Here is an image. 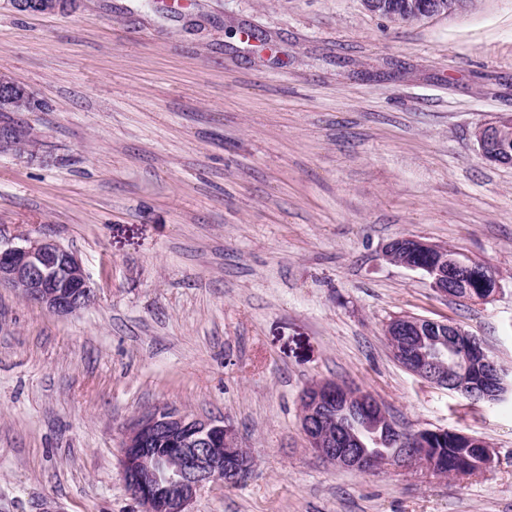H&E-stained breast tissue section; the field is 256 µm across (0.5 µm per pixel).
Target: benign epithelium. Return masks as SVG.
Masks as SVG:
<instances>
[{
    "label": "benign epithelium",
    "instance_id": "obj_1",
    "mask_svg": "<svg viewBox=\"0 0 512 512\" xmlns=\"http://www.w3.org/2000/svg\"><path fill=\"white\" fill-rule=\"evenodd\" d=\"M75 0H18L30 12L65 11ZM372 12L403 15L413 22L436 14L453 12L466 0H364ZM27 95L18 84L0 78V102H12ZM512 113L501 114L474 132L478 153L488 163L512 165ZM420 246L439 255L438 263L428 270L430 286L448 296V257L444 249L427 242ZM6 285L22 298L55 316L75 314L90 306L96 297L95 287L77 256L56 241L23 235L20 242H0V286ZM408 361L428 366L432 384L448 385L445 373L453 368L461 376L467 369L482 366L486 387L477 396L497 399L506 391L502 370L479 343L470 340L459 350L444 343L400 354ZM344 400L356 402L365 419L379 425L386 417L382 405L357 387L324 381L314 384L303 394L302 429L308 447L317 457L342 469L372 472L384 461L372 457L370 450L357 442L355 448H339L327 436L324 425L333 404ZM240 445L235 431L222 419L200 418L176 408L162 406L141 415L127 428L123 442L122 467L131 495L140 503L141 512H190L200 489L208 484L233 483L246 472L247 466L224 471V456Z\"/></svg>",
    "mask_w": 512,
    "mask_h": 512
}]
</instances>
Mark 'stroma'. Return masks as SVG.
Returning a JSON list of instances; mask_svg holds the SVG:
<instances>
[{"mask_svg":"<svg viewBox=\"0 0 512 512\" xmlns=\"http://www.w3.org/2000/svg\"><path fill=\"white\" fill-rule=\"evenodd\" d=\"M0 75L43 100L36 155L0 154V238L72 250L97 289L57 317L0 287V512H141L126 425L224 420L254 465L191 512H512V393L408 371L391 319L452 321L512 374V166L475 129L512 113V0L402 22L364 0H0ZM414 237L495 268L482 303L384 257ZM335 380L400 424L480 437L487 470L372 473L308 448Z\"/></svg>","mask_w":512,"mask_h":512,"instance_id":"obj_1","label":"stroma"}]
</instances>
